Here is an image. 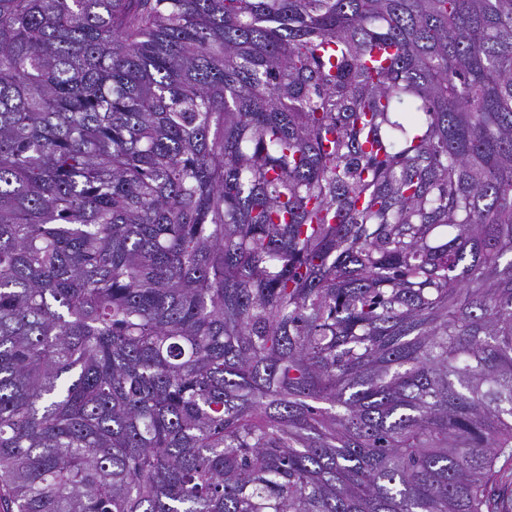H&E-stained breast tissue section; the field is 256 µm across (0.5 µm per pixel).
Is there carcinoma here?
Masks as SVG:
<instances>
[{"instance_id": "carcinoma-1", "label": "carcinoma", "mask_w": 512, "mask_h": 512, "mask_svg": "<svg viewBox=\"0 0 512 512\" xmlns=\"http://www.w3.org/2000/svg\"><path fill=\"white\" fill-rule=\"evenodd\" d=\"M512 0H0V512H512Z\"/></svg>"}]
</instances>
